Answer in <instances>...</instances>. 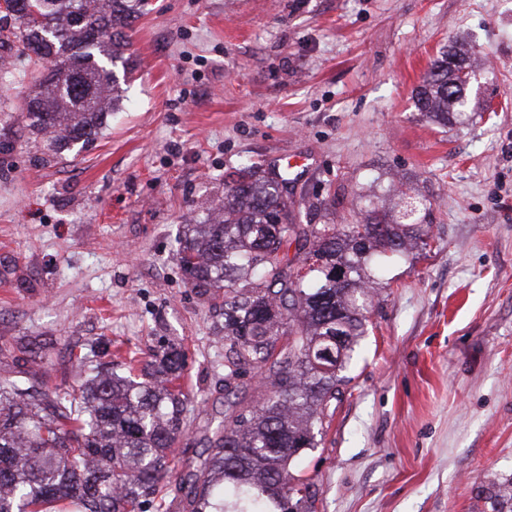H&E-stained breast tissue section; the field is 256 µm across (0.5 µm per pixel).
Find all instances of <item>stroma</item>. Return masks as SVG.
<instances>
[{
  "label": "stroma",
  "instance_id": "obj_1",
  "mask_svg": "<svg viewBox=\"0 0 512 512\" xmlns=\"http://www.w3.org/2000/svg\"><path fill=\"white\" fill-rule=\"evenodd\" d=\"M106 129L53 158L0 91V346L73 384L70 352L139 372L185 354L171 484L224 419V295L184 279L176 238L243 163L303 159L302 224L394 219L426 200V252L381 260L368 331L292 471L309 512H476L512 479V0H150ZM492 109L441 126L414 96L451 47Z\"/></svg>",
  "mask_w": 512,
  "mask_h": 512
}]
</instances>
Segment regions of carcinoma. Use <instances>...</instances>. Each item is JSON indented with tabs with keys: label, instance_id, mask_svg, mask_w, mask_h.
<instances>
[{
	"label": "carcinoma",
	"instance_id": "cac0c4a2",
	"mask_svg": "<svg viewBox=\"0 0 512 512\" xmlns=\"http://www.w3.org/2000/svg\"><path fill=\"white\" fill-rule=\"evenodd\" d=\"M0 15V87L25 86L17 118L29 136L46 135L59 155L92 143L119 109L128 30L149 0H5ZM469 56L436 60L416 106L439 124L471 120ZM288 180L243 166L229 174L224 198L178 239L188 283L224 289V428L209 454L179 483L190 512H296L311 485L289 465L315 447V428L342 394V375L366 333L375 281L372 256L425 250L426 204L406 202L401 220L379 215L370 199L354 224H298ZM298 246L303 277L282 247ZM0 347V512H142L164 496L169 455L184 432L189 400L177 384L185 362L170 344L134 381L70 354L74 385L51 391L11 368ZM261 396L245 402L249 372ZM512 488L483 497L500 512Z\"/></svg>",
	"mask_w": 512,
	"mask_h": 512
}]
</instances>
